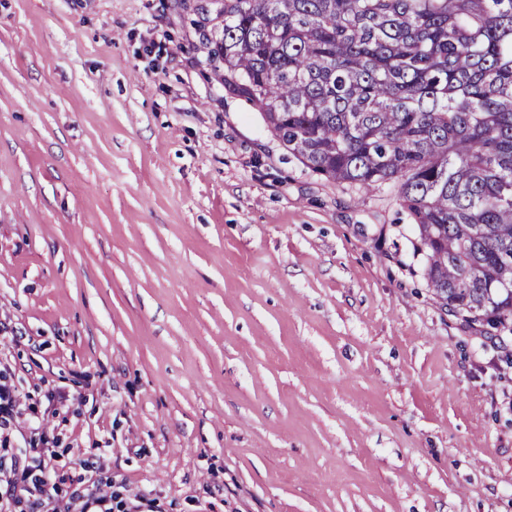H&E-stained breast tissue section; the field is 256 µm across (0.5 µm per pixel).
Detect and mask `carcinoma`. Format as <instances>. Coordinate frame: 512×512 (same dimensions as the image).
<instances>
[{
  "label": "carcinoma",
  "mask_w": 512,
  "mask_h": 512,
  "mask_svg": "<svg viewBox=\"0 0 512 512\" xmlns=\"http://www.w3.org/2000/svg\"><path fill=\"white\" fill-rule=\"evenodd\" d=\"M224 90L328 180L398 187L436 298L512 327V0H222Z\"/></svg>",
  "instance_id": "cac0c4a2"
}]
</instances>
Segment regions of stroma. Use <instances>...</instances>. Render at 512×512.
Wrapping results in <instances>:
<instances>
[{
	"label": "stroma",
	"instance_id": "stroma-1",
	"mask_svg": "<svg viewBox=\"0 0 512 512\" xmlns=\"http://www.w3.org/2000/svg\"><path fill=\"white\" fill-rule=\"evenodd\" d=\"M217 8L0 0V486L512 512V334L439 304L396 187L324 179L225 92ZM20 412L12 392L0 385V444L5 443L19 424ZM31 484L34 489L39 493V497L32 503V507L39 508L48 506L55 502L58 497L57 482L53 479L52 475L43 470H39L37 474H31Z\"/></svg>",
	"mask_w": 512,
	"mask_h": 512
}]
</instances>
